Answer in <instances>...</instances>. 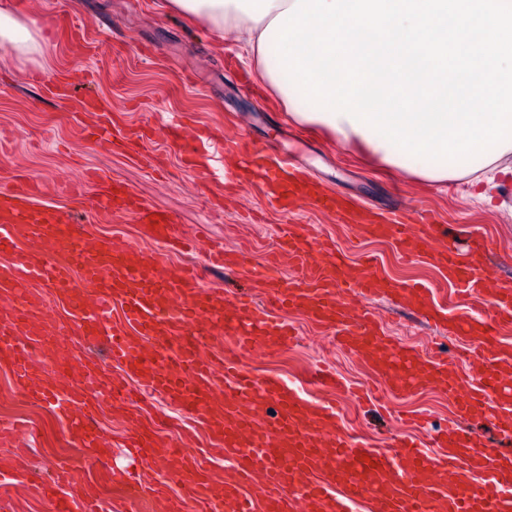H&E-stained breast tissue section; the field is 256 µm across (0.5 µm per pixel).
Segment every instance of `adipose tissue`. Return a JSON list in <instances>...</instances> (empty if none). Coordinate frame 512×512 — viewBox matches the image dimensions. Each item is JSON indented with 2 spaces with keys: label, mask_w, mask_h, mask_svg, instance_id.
I'll return each instance as SVG.
<instances>
[{
  "label": "adipose tissue",
  "mask_w": 512,
  "mask_h": 512,
  "mask_svg": "<svg viewBox=\"0 0 512 512\" xmlns=\"http://www.w3.org/2000/svg\"><path fill=\"white\" fill-rule=\"evenodd\" d=\"M294 0H171L181 15L198 19L226 40L241 48L260 71L270 91L288 108L296 122L324 129L337 147L359 152L400 173L439 185L459 177L469 178L474 197L490 203L512 190V146L481 159L474 166L428 167L395 154L385 139L353 125L348 117L333 119L330 113L315 114L300 103L299 93L285 88L281 72L269 48L273 44L267 28ZM0 45L22 56L39 53L33 27L0 10Z\"/></svg>",
  "instance_id": "1"
}]
</instances>
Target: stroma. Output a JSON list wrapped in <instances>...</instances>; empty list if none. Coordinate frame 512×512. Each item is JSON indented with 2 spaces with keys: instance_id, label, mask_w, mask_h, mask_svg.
Returning a JSON list of instances; mask_svg holds the SVG:
<instances>
[{
  "instance_id": "1",
  "label": "stroma",
  "mask_w": 512,
  "mask_h": 512,
  "mask_svg": "<svg viewBox=\"0 0 512 512\" xmlns=\"http://www.w3.org/2000/svg\"><path fill=\"white\" fill-rule=\"evenodd\" d=\"M0 9L22 20H36L41 29V52L33 58L0 46V187L24 177L38 185V205L75 214L89 234L135 241L139 225L132 215L89 206L91 199L105 197L107 187L104 181L89 180L88 171L120 181L140 201L169 212L181 231L199 240L196 251L171 254L170 267L196 266L204 285L222 290L228 299L249 290L253 278L246 272L227 274L209 267L207 248L219 244L228 251L245 252L260 267L269 262L278 235L289 224L309 227L333 240L350 266H357L359 253L369 252L384 274L423 283L436 299L453 297V287L436 268L399 259L392 242L356 239L349 228L310 205L282 214L267 204L255 184L237 183L225 189L223 199L212 198L202 179L186 171L160 128L161 116L178 114L195 127L237 132L260 147L273 144L292 150L311 178L365 208L383 211L395 203L409 210L427 208L439 223L466 224L489 235L490 271L512 283V217L473 201L467 179L442 186L410 180L358 154L336 150L320 129L292 122L279 125L286 108L239 47L178 16L168 0H0ZM76 29L82 31V39L73 38ZM70 78L77 81L71 98H55L47 92L49 82ZM87 94L108 107L120 131L153 128L143 158L118 154L110 143L86 139L84 128L96 119L80 107ZM363 306L386 332L406 330L403 345L410 350L429 356L451 355L459 348L454 336L390 300L378 296ZM290 318L301 332L297 345L244 358L245 368L257 380L273 375L292 378L331 365L352 382L374 384L364 363L338 350L334 331L296 312ZM380 394L389 397V410L359 411L343 402L338 405L344 428L378 448L390 437L408 432L398 412L423 411L428 433L447 428L454 415L447 394L436 389L393 397L384 388ZM22 419L28 421V430L20 434L18 449L0 447V462L20 450L27 465L15 489L0 494V512H52L50 502L34 487L49 480L64 460L73 466L71 492L92 491L111 499L112 485L101 471L86 464L83 453H66L69 438L64 420L22 396L8 366L0 363V426ZM99 424L112 444V472L120 475L137 468L123 445L121 412L103 409ZM142 424L169 438L193 431L201 460H209L205 429L168 397L156 394L147 400Z\"/></svg>"
}]
</instances>
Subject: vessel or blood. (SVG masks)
I'll use <instances>...</instances> for the list:
<instances>
[{"label": "vessel or blood", "instance_id": "obj_1", "mask_svg": "<svg viewBox=\"0 0 512 512\" xmlns=\"http://www.w3.org/2000/svg\"><path fill=\"white\" fill-rule=\"evenodd\" d=\"M168 135L193 170L207 176L208 158L198 149L202 133L175 127ZM227 152L238 177L258 183L281 213L305 202L361 238L390 241L401 255L427 260L454 285L456 307L435 302L420 284L383 276L369 257L352 275L334 244L295 225L281 232L275 249L300 277L287 281L277 268H266L257 276L263 298L228 302L221 291L204 289L193 268L172 275L162 255L146 254L138 243L83 234L70 213L36 206L33 186L22 184L0 190V254L9 258L0 267V362L18 391L64 419L73 446L102 469L111 447L94 398L112 391L127 415V445L144 466L120 479L123 503L162 499L166 512H357L363 504L369 512H512V451L461 426L476 418L512 436V352L501 336L512 326V286L488 274L487 239L471 234L462 250L447 243L445 225L424 214L413 223L355 217L346 200L303 178L288 159L239 142ZM105 204L133 212L143 238L173 251L193 246L171 218L136 204L122 184L113 185ZM376 295L451 322L480 370L462 374L452 358L424 359L397 344L371 312L356 309ZM51 298L69 306L71 334L49 315ZM116 303L122 317L114 324ZM287 309L336 329L338 347L370 365L392 394L439 387L454 404L455 423L425 445L406 436L374 449L342 428L334 403L307 400L277 376L256 381L241 360L274 353L296 338L279 316ZM217 333L231 338V350L211 346ZM72 336L103 343L121 377L104 381L91 359L71 372L62 353ZM154 393L182 405L205 427L212 448L232 460L223 481L213 480L190 440L174 442L141 426L140 406ZM163 468L174 475L178 498L152 486L150 470ZM70 478L64 462L42 485L53 512H102L95 495H58Z\"/></svg>", "mask_w": 512, "mask_h": 512}]
</instances>
